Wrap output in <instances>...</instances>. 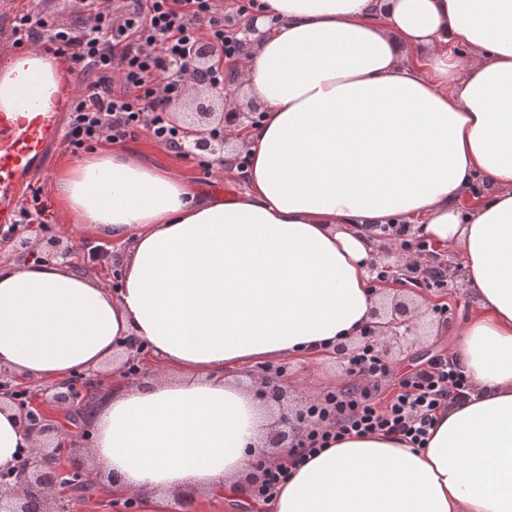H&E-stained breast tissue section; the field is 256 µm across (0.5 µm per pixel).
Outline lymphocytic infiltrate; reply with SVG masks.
Wrapping results in <instances>:
<instances>
[{
    "instance_id": "lymphocytic-infiltrate-1",
    "label": "lymphocytic infiltrate",
    "mask_w": 512,
    "mask_h": 512,
    "mask_svg": "<svg viewBox=\"0 0 512 512\" xmlns=\"http://www.w3.org/2000/svg\"><path fill=\"white\" fill-rule=\"evenodd\" d=\"M90 13L86 26L65 27L38 13L18 14L10 46L44 45L53 56H65L80 73L93 74L87 90L76 92L69 109L66 142L73 150H92L102 141L119 143L148 135L174 151L182 129L166 113V103L179 96L187 78L176 66L191 61L202 42L218 45L232 58L237 36L227 28L214 0H127L114 16L101 0H84ZM359 383L351 389L320 394L305 412L317 425L298 443L287 462L266 468L255 499L268 501L287 481L292 469L332 443L356 434L380 432L423 447L438 410L466 398L471 385L455 360L444 354L425 366L396 375L374 342L362 343L348 362ZM398 389L383 394L390 379Z\"/></svg>"
}]
</instances>
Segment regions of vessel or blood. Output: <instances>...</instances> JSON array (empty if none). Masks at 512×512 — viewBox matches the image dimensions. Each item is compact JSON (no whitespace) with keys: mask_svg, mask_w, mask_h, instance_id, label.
I'll use <instances>...</instances> for the list:
<instances>
[{"mask_svg":"<svg viewBox=\"0 0 512 512\" xmlns=\"http://www.w3.org/2000/svg\"><path fill=\"white\" fill-rule=\"evenodd\" d=\"M62 134L56 112H26L13 118L0 115V227L16 223L25 198V178Z\"/></svg>","mask_w":512,"mask_h":512,"instance_id":"b4317fda","label":"vessel or blood"}]
</instances>
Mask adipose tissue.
Wrapping results in <instances>:
<instances>
[{
	"mask_svg": "<svg viewBox=\"0 0 512 512\" xmlns=\"http://www.w3.org/2000/svg\"><path fill=\"white\" fill-rule=\"evenodd\" d=\"M229 73L244 192L101 151L62 169L53 204L124 244L122 286L53 262L0 265V369L45 384L97 371L129 339L162 380L101 393L90 456L112 492L179 512L236 498L272 410L235 371L321 360L357 339L392 285L371 280L367 224H412L457 251L474 306L448 340L472 385L425 447L350 435L307 460L267 512H512V0H260ZM57 66L0 71V112L48 111ZM34 443L0 412V470Z\"/></svg>",
	"mask_w": 512,
	"mask_h": 512,
	"instance_id": "1",
	"label": "adipose tissue"
}]
</instances>
